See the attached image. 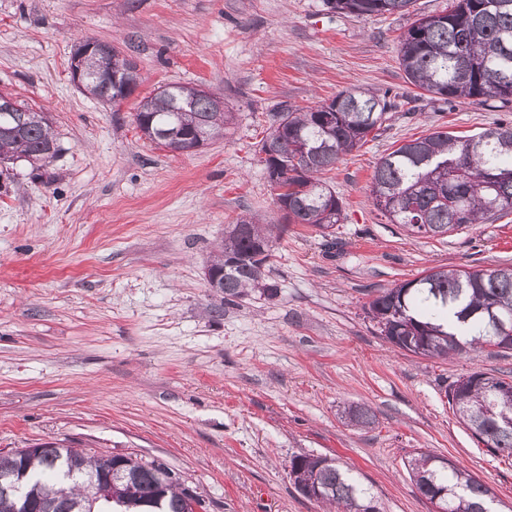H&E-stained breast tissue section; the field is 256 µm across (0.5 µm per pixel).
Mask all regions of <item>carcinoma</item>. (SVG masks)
I'll return each mask as SVG.
<instances>
[{
    "instance_id": "cac0c4a2",
    "label": "carcinoma",
    "mask_w": 512,
    "mask_h": 512,
    "mask_svg": "<svg viewBox=\"0 0 512 512\" xmlns=\"http://www.w3.org/2000/svg\"><path fill=\"white\" fill-rule=\"evenodd\" d=\"M413 3L324 0L332 11L358 17L408 14ZM399 60L410 84L449 103L470 98L512 103V0H454L446 13L417 18L400 42ZM86 67V91L95 96L104 81L94 59ZM18 106L9 123H0V160L44 166L60 151L49 116L22 102ZM395 108L386 94L353 89L316 109L288 107L277 115L261 151L268 178H278L283 189L277 200L288 223L333 237V227L344 219L343 205L320 175L365 144ZM229 120L217 94L198 95L186 86L159 88L143 98L135 115L137 127L153 142L176 125L216 138ZM370 192L391 223L428 237L512 211V122L472 136L434 131L405 142L377 161ZM270 257V228L238 218L211 263L223 273L224 300L232 302L255 288L274 295L275 285L267 282ZM366 314L390 344L415 356L446 359L483 350L495 342L498 322L512 324V265L493 271L430 268L379 291ZM495 384L511 387L512 380L473 371L450 384L446 396L477 442L495 455L512 456V423L501 417L504 412L512 419V408H492ZM345 419L361 427L374 423L370 409L356 404L345 409ZM71 459L89 469L106 464L105 456L66 444L30 460L34 487L53 499V512H73L74 500L86 494L83 486L62 480ZM126 461L135 474L133 488L120 501L98 503L97 512H187L190 489L164 463L131 455ZM409 469L418 493L430 502L439 499L447 512H489L490 488L455 463L445 465L440 456L420 450ZM290 472L302 496L308 485L319 487L317 504L329 512H381L374 494L334 458L297 455Z\"/></svg>"
}]
</instances>
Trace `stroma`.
<instances>
[{
	"mask_svg": "<svg viewBox=\"0 0 512 512\" xmlns=\"http://www.w3.org/2000/svg\"><path fill=\"white\" fill-rule=\"evenodd\" d=\"M452 0H416L415 14ZM415 14L357 17L323 0H0V93L48 112L46 171L0 166V448L74 440L163 460L208 512H321L290 476L297 455L338 458L383 512H432L407 462L427 450L512 512V457L491 454L445 390L511 372L512 351L445 360L386 342L364 306L432 267L512 265V213L450 236L409 235L376 209L378 159L436 130L471 135L512 103L430 98L398 60ZM111 42L142 82L120 106L79 90V39ZM219 93L223 137L179 155L142 135L139 102L164 85ZM349 88L415 102L324 175L344 220L334 248L290 224L261 161L278 112ZM274 226L275 297L225 302L205 270L228 224ZM372 409L349 425L350 404Z\"/></svg>",
	"mask_w": 512,
	"mask_h": 512,
	"instance_id": "obj_1",
	"label": "stroma"
}]
</instances>
